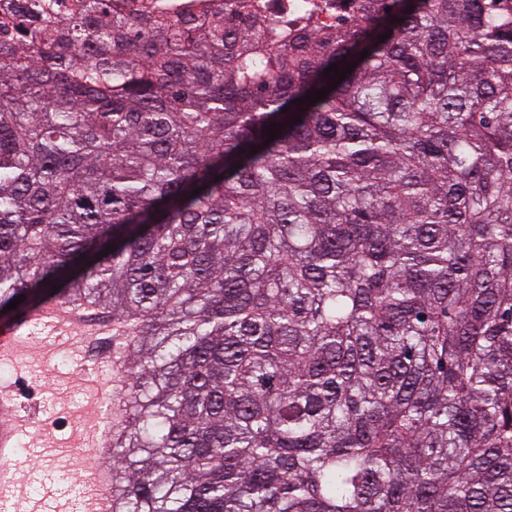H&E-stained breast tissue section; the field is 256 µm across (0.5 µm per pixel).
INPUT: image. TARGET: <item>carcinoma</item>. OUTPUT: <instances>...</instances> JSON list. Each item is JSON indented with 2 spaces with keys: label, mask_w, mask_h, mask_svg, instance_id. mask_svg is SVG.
I'll list each match as a JSON object with an SVG mask.
<instances>
[{
  "label": "carcinoma",
  "mask_w": 512,
  "mask_h": 512,
  "mask_svg": "<svg viewBox=\"0 0 512 512\" xmlns=\"http://www.w3.org/2000/svg\"><path fill=\"white\" fill-rule=\"evenodd\" d=\"M359 12L0 0V311L112 314L118 512H512V16Z\"/></svg>",
  "instance_id": "obj_1"
}]
</instances>
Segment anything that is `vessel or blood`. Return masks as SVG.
I'll return each mask as SVG.
<instances>
[{
  "instance_id": "obj_1",
  "label": "vessel or blood",
  "mask_w": 512,
  "mask_h": 512,
  "mask_svg": "<svg viewBox=\"0 0 512 512\" xmlns=\"http://www.w3.org/2000/svg\"><path fill=\"white\" fill-rule=\"evenodd\" d=\"M81 317L77 309L61 302H50L38 309L25 311L11 326L0 329V361L15 355L21 336L32 330L48 333H75L80 329ZM23 420L17 405L8 399H0V487L13 486L21 464L18 444ZM99 497L93 498V512H112V473L101 471L97 474Z\"/></svg>"
}]
</instances>
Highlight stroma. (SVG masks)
<instances>
[{
	"instance_id": "obj_1",
	"label": "stroma",
	"mask_w": 512,
	"mask_h": 512,
	"mask_svg": "<svg viewBox=\"0 0 512 512\" xmlns=\"http://www.w3.org/2000/svg\"><path fill=\"white\" fill-rule=\"evenodd\" d=\"M96 338L95 332H85L81 350L63 354L56 340L35 331L26 336L16 362L0 365V386L35 416L21 437L22 447H39L48 433L57 442L20 474L33 512H81V465L95 461L103 468L112 466L111 459L96 457L92 447L75 444L97 388L112 380L111 369L92 368Z\"/></svg>"
}]
</instances>
